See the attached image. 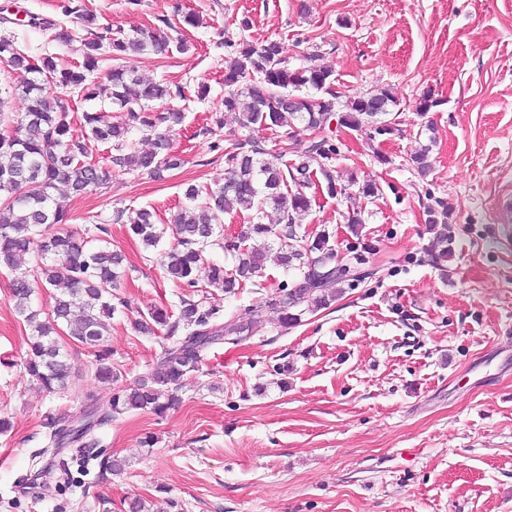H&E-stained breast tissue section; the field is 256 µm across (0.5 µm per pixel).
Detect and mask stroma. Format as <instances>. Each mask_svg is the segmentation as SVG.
<instances>
[{
    "instance_id": "35a3bbf8",
    "label": "stroma",
    "mask_w": 512,
    "mask_h": 512,
    "mask_svg": "<svg viewBox=\"0 0 512 512\" xmlns=\"http://www.w3.org/2000/svg\"><path fill=\"white\" fill-rule=\"evenodd\" d=\"M99 26L127 35L170 23L187 50L128 57L139 75L205 100L155 102L184 108L173 132L183 163L156 180L113 171L104 185L54 199L83 232L107 225L124 257L118 307L106 337L112 380L93 376L94 356L59 336L75 366L51 394L24 371L31 329L15 310L11 274L0 271V512H512V0H80ZM67 0H0V37L25 53L77 62L87 32ZM199 26L185 25L186 14ZM69 27L77 42L47 43L31 17ZM278 42L291 68L331 70L343 99L378 88L396 99L391 134L371 136L329 118L337 147L329 196L323 177L306 193L305 230L326 232L340 256L362 253L369 278L345 286L329 308L282 328L272 309L290 271L268 265L260 285L212 296L211 265L232 269L223 245L208 248L193 294L167 280L159 250L129 234L118 211L154 209L174 243L172 221L187 185L224 182V152L242 139L225 112L224 42ZM437 107L420 113L422 95ZM429 147L431 168L410 161ZM378 186L364 196L365 181ZM448 206V256L432 258L428 208ZM361 219L351 230L350 219ZM213 298L225 319L264 304L259 333L209 349L200 371L162 416L130 411L101 430L114 475L74 449L45 454L44 418L73 414L148 375L170 341L141 334L151 308L177 311L185 296ZM153 446H145V437ZM67 468L72 484L59 480Z\"/></svg>"
}]
</instances>
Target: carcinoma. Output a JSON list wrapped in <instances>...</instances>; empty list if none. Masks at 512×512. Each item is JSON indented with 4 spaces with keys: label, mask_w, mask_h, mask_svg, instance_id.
<instances>
[{
    "label": "carcinoma",
    "mask_w": 512,
    "mask_h": 512,
    "mask_svg": "<svg viewBox=\"0 0 512 512\" xmlns=\"http://www.w3.org/2000/svg\"><path fill=\"white\" fill-rule=\"evenodd\" d=\"M80 13L88 28L82 40V61L64 64L47 55L40 59L21 52L15 43L0 38V58L17 74V80L0 82V107L5 99L19 95L26 101L19 116L0 111V270L13 274L10 282L17 313L32 327L28 350L21 360L24 370L48 392L66 387L73 373L68 355L56 340L64 330L73 342L94 351V375L112 378V364L105 348L107 321L116 307L112 289L121 278L123 255L107 246H87L69 230L67 214L52 205L53 191L66 184L75 195L106 182L110 171L90 159L99 145L112 147L117 155L111 162L124 171H144L160 179L180 166L173 152L170 135L159 131V124L181 122V111L173 109L159 116L152 103L172 97L171 88L150 81L125 65V56L146 49L165 52L168 35L159 30L140 32L130 37L106 27L92 30L96 15L88 9H65ZM31 25L47 39L61 46L74 40L72 31L58 22L31 18ZM224 46L234 49L224 60V110L236 114L247 135L235 147L224 152V185L206 192L190 184L184 191V205L174 223L177 245L160 253L166 277L177 286H197L195 273L205 260L206 249L223 235L224 215L247 212L251 224L235 240L224 241V249L236 253V266L226 271L219 265L210 270L209 286L232 294L258 276L268 262L282 268H294L298 275L279 287L274 306L281 326L289 328L302 316L328 308L336 302L341 285L358 277L339 274L316 281L312 266L338 257L329 245V236L297 231L299 218L309 212L311 199L303 188L312 181V165H317L326 182L327 193L336 195L332 174L336 144L326 139L312 143L298 158L269 155L249 132L254 129L317 132L336 111L340 98L332 73L316 65L292 70L281 57L279 43L267 41L252 45L230 40ZM105 61L112 62L106 76L112 85L110 99L126 113V121L115 125L103 108L82 111L83 134H74L70 106L66 100L84 103L96 99L94 75ZM57 93L55 101L46 96V87ZM395 98L387 88L372 90L362 97L345 101L339 121L350 128L371 127L378 135L389 134L392 127L384 119ZM138 132L152 142L147 152L133 150L128 135ZM294 189H289L288 184ZM281 215L285 229L265 224L267 208ZM130 231L148 247L158 248L162 240L155 211L140 208L127 219ZM280 240L272 250L266 239ZM251 245L244 246L245 242ZM40 259L36 271H19L25 257ZM48 312L32 308L31 296L37 288L56 287ZM262 326V306L252 310L247 321H224L221 306L183 298L177 314L164 307L151 309L137 324L144 335L160 330L174 339L164 349L149 376L138 379L123 393L112 396L108 409L101 411L88 398L81 417L48 414L46 453H55L63 445L83 453L101 446L96 430L112 421V415L129 411H150L165 415L179 404L178 389L189 373L199 369L202 355L210 347L231 342L237 344L255 335Z\"/></svg>",
    "instance_id": "cac0c4a2"
}]
</instances>
